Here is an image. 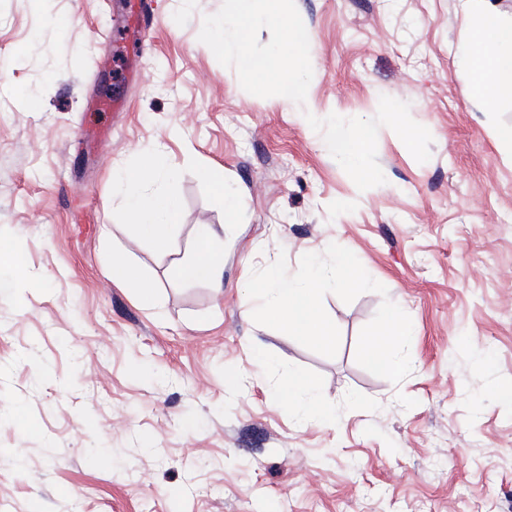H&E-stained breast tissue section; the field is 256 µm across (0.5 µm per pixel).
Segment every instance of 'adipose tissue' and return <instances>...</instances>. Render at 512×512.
Listing matches in <instances>:
<instances>
[{
  "mask_svg": "<svg viewBox=\"0 0 512 512\" xmlns=\"http://www.w3.org/2000/svg\"><path fill=\"white\" fill-rule=\"evenodd\" d=\"M467 21L466 35L455 46L454 55L468 77L473 103L493 110L502 99L512 98V19L500 16L485 0H460ZM173 173L162 170L156 153L144 154L136 167L123 171L112 180L124 198L136 239L165 246L179 220L180 202L172 192H147L146 187L158 179H172ZM195 247L178 260L173 275L187 282L208 283L215 293L224 286V229L212 224L196 227ZM108 277L121 288H129L142 308L158 303L152 284L138 276L125 254H113ZM276 400L295 404L297 413L306 419L324 422L334 417L332 405L318 393L310 377L292 373L274 391Z\"/></svg>",
  "mask_w": 512,
  "mask_h": 512,
  "instance_id": "ef3b65f1",
  "label": "adipose tissue"
}]
</instances>
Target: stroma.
Returning <instances> with one entry per match:
<instances>
[{
	"label": "stroma",
	"instance_id": "stroma-1",
	"mask_svg": "<svg viewBox=\"0 0 512 512\" xmlns=\"http://www.w3.org/2000/svg\"><path fill=\"white\" fill-rule=\"evenodd\" d=\"M139 1L0 0V243L28 274L0 292V512H512V405L489 392L512 382V161L496 136L512 100L469 101L458 0H295L322 115L371 118L388 95L432 135L420 163L380 128L386 182L363 192L297 107L245 92L202 48L223 0ZM160 142L181 204L166 252L131 241L112 193ZM199 224L224 227L220 296L171 275ZM332 243L386 292L324 296L328 358L256 324L246 285ZM116 249L155 309L108 279ZM386 298L415 328L397 385L355 359ZM258 348L272 369L252 366ZM291 369L333 422L271 400ZM204 177L206 181L218 191L224 200V208L230 218H234L237 213V200L233 196L224 197V167L222 165H212L204 168Z\"/></svg>",
	"mask_w": 512,
	"mask_h": 512
}]
</instances>
